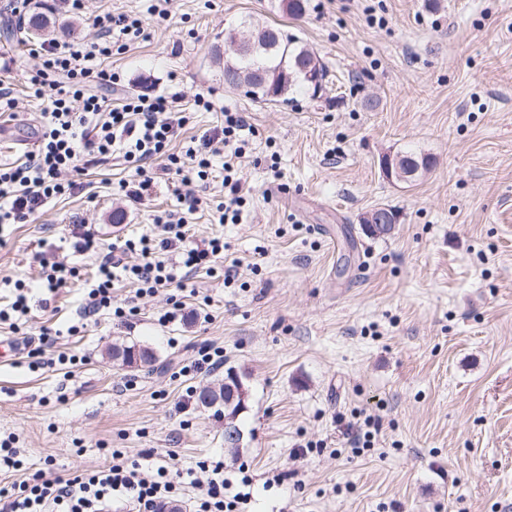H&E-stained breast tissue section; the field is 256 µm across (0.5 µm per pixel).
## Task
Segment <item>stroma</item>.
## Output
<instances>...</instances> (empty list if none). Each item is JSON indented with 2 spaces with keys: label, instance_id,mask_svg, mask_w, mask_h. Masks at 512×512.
I'll return each instance as SVG.
<instances>
[{
  "label": "stroma",
  "instance_id": "1",
  "mask_svg": "<svg viewBox=\"0 0 512 512\" xmlns=\"http://www.w3.org/2000/svg\"><path fill=\"white\" fill-rule=\"evenodd\" d=\"M89 0L90 10L138 15L145 34L103 63L115 74L97 91L118 104L140 94H179L185 137L244 113L242 175L250 189L241 223L216 224L224 199L214 158L193 215L194 243L223 237L214 273L197 274L183 316L160 323L168 295L136 297L125 322L103 311L51 354L73 365L34 369L27 336L76 318L80 285L33 306L0 339L16 351L0 361V442L22 466L0 487L53 459L57 475L98 469L121 453L142 468L182 474L183 512L208 475L252 479L245 512H512V0H308L289 18L282 0ZM42 11L72 21L92 41L86 14L56 0L0 9V80L19 99L0 115V164L25 161L41 138L39 101L27 78L41 66L5 30ZM281 24L325 65L320 95L297 88L286 104H259L224 83L213 49L241 18ZM214 104L195 107L197 95ZM413 153L432 165L414 180L387 177L382 156ZM121 159L89 168L75 194L52 201L28 224L0 232V298L12 283L38 287L40 260H65L91 276L96 256L60 249L71 225L104 244L149 233L161 211H179L177 175L140 200L118 198ZM398 213L384 236L362 219ZM235 265L233 283L224 268ZM153 351V365L125 367L112 344ZM224 355L222 369L191 370L199 349ZM236 373L246 389L234 418L238 453L224 446V416L188 389ZM375 418L374 446L354 450L350 428Z\"/></svg>",
  "mask_w": 512,
  "mask_h": 512
}]
</instances>
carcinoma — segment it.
I'll list each match as a JSON object with an SVG mask.
<instances>
[{
  "mask_svg": "<svg viewBox=\"0 0 512 512\" xmlns=\"http://www.w3.org/2000/svg\"><path fill=\"white\" fill-rule=\"evenodd\" d=\"M67 32L65 24L44 12H33L27 21V36L40 38L47 33ZM250 39L256 45L252 52L237 49L235 30L224 32V69L234 72L235 86L246 88L245 95L263 104L289 101L288 94L305 86L317 95L315 86L308 78L313 74L318 81H325L326 70L316 54L295 37H290L276 27H253ZM397 165L411 180L429 169L430 159L413 154L397 157ZM112 357L119 358L128 366L137 362L150 364L154 361L152 351L134 344L113 346ZM235 381L229 377L208 390L207 398L200 402L213 405L224 403V416L233 418L243 408L240 399L233 396Z\"/></svg>",
  "mask_w": 512,
  "mask_h": 512,
  "instance_id": "obj_1",
  "label": "carcinoma"
}]
</instances>
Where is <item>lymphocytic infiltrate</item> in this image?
Masks as SVG:
<instances>
[{"mask_svg": "<svg viewBox=\"0 0 512 512\" xmlns=\"http://www.w3.org/2000/svg\"><path fill=\"white\" fill-rule=\"evenodd\" d=\"M92 24L99 31L97 41L40 45L42 68L30 79V92L46 99L42 114V142L24 164L0 166V227L23 224L40 213L59 196L72 193L75 182L67 173L82 172L88 166L108 163L119 156L133 168L136 177H146L148 161L167 158L184 188L180 195L186 205L182 212L155 215L154 235L139 242H126L124 251L134 253L135 261L100 254L99 242L84 225H74L71 236L75 251L99 254L95 274L87 284L82 317L112 310L115 317L136 314L135 306H113L112 285L124 277L138 283L139 294L147 295L170 288L182 291L201 269L210 268L213 259L224 251V240L212 237L204 245L188 244V217L198 209L201 199L195 193L199 181L208 177L214 156L224 158V206L214 218L218 224H237L242 219L249 189L238 160L242 156L239 138L247 128L242 113L225 112L220 125L206 130L182 154L171 145L182 134L188 118L176 97L142 94L110 107L104 97L91 93L92 83H112L114 77L96 68L98 59L112 54V31L141 37L144 21L137 16L99 14ZM81 102L74 110L73 102ZM178 252L179 265L169 264L165 256ZM210 477L196 499V512H240L249 498V477H242L233 495H226L228 482L223 463L201 462ZM181 475L161 466L142 471L137 463L113 455L110 466L97 470H78L69 477L55 475L52 466L38 470L27 479L0 487V512H107L116 502L133 501L137 512H161L177 494Z\"/></svg>", "mask_w": 512, "mask_h": 512, "instance_id": "f902f5d3", "label": "lymphocytic infiltrate"}]
</instances>
